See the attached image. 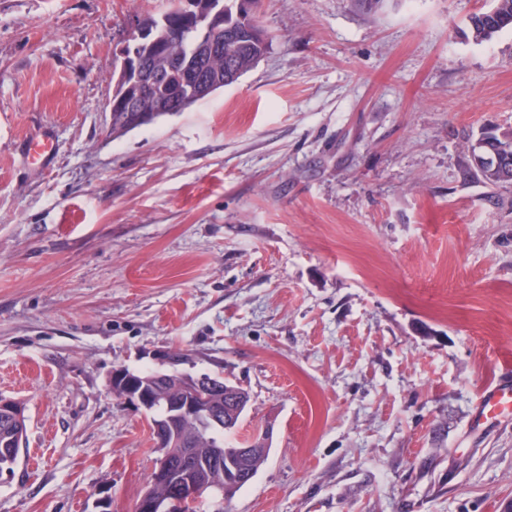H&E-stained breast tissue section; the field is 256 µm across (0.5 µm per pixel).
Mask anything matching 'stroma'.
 I'll return each mask as SVG.
<instances>
[{"label": "stroma", "mask_w": 512, "mask_h": 512, "mask_svg": "<svg viewBox=\"0 0 512 512\" xmlns=\"http://www.w3.org/2000/svg\"><path fill=\"white\" fill-rule=\"evenodd\" d=\"M171 0H0V394L25 448L0 512H134L151 413L113 370L223 375L272 448L224 512H512V185L470 146L512 127L491 0H260L236 83L128 134L112 72ZM50 127L46 168L21 161ZM493 2V7L490 10L475 13L469 19L470 26L477 38H491L505 28H512V0H493ZM493 17H496L501 24L491 23ZM512 410V382L499 379L485 387L479 397L472 424L480 427L487 419L507 418Z\"/></svg>", "instance_id": "1"}]
</instances>
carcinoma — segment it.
<instances>
[{"instance_id":"carcinoma-1","label":"carcinoma","mask_w":512,"mask_h":512,"mask_svg":"<svg viewBox=\"0 0 512 512\" xmlns=\"http://www.w3.org/2000/svg\"><path fill=\"white\" fill-rule=\"evenodd\" d=\"M259 0H197L189 12L174 5L157 17L144 21L148 29L146 47L148 69L144 83L152 92L136 99L137 111L129 110L130 100L123 88L112 90V131L126 133L165 116L158 102L177 103L182 112L216 90L230 85L252 69L269 51L271 40L255 15ZM470 26L477 37L487 39L512 28V0H493V7L473 14ZM512 140V130L494 127L483 132L484 147L472 148V167L477 160L497 156L501 174L478 181L489 187L512 183V144L501 151L503 139ZM226 473H211L214 484L228 485L236 494L235 473L224 464Z\"/></svg>"}]
</instances>
